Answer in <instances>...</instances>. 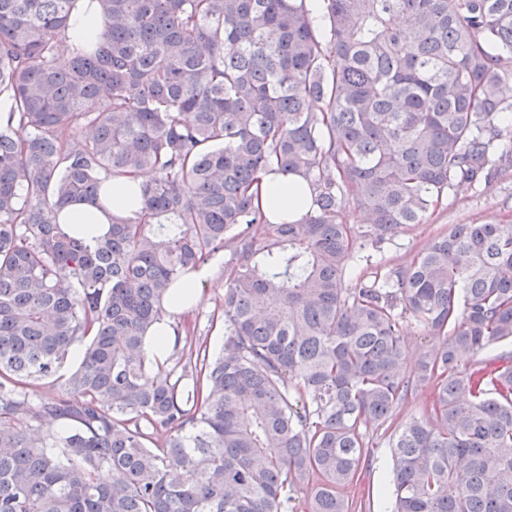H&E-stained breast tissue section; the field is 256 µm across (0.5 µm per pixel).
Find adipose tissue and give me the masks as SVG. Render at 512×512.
<instances>
[{
	"label": "adipose tissue",
	"mask_w": 512,
	"mask_h": 512,
	"mask_svg": "<svg viewBox=\"0 0 512 512\" xmlns=\"http://www.w3.org/2000/svg\"><path fill=\"white\" fill-rule=\"evenodd\" d=\"M103 30V20L97 4L93 0H77L70 13L64 51H72L78 45L99 38ZM150 177L143 171L132 177H111L106 179L107 196L104 207L80 202L67 207L59 217L65 231L86 239L105 234L113 216L132 217L142 209L140 187ZM260 201L273 211L276 219L296 221L304 216L311 205V197L306 181L298 175L269 168L263 173L260 185ZM209 275L207 269L185 277L169 300L168 315L157 325L147 345L149 356L161 359L171 354L175 345V332L171 326L173 315L199 305L200 285Z\"/></svg>",
	"instance_id": "ef3b65f1"
}]
</instances>
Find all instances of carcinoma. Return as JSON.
<instances>
[{
	"instance_id": "carcinoma-1",
	"label": "carcinoma",
	"mask_w": 512,
	"mask_h": 512,
	"mask_svg": "<svg viewBox=\"0 0 512 512\" xmlns=\"http://www.w3.org/2000/svg\"><path fill=\"white\" fill-rule=\"evenodd\" d=\"M75 2L0 0V512H296L310 477L305 512H350L364 427L425 386L392 512H512V352L481 358L512 342V224L356 270L512 168V0H318V26L308 0H98L101 39L64 55ZM271 164L308 181L301 220L261 206ZM143 169L137 218L56 220ZM223 251L222 356L149 359ZM406 317L444 337L411 367ZM171 323L170 316H164L153 333L149 334L151 338L146 344L145 349L150 357L157 356L162 361L172 354L171 352L175 345V332Z\"/></svg>"
}]
</instances>
